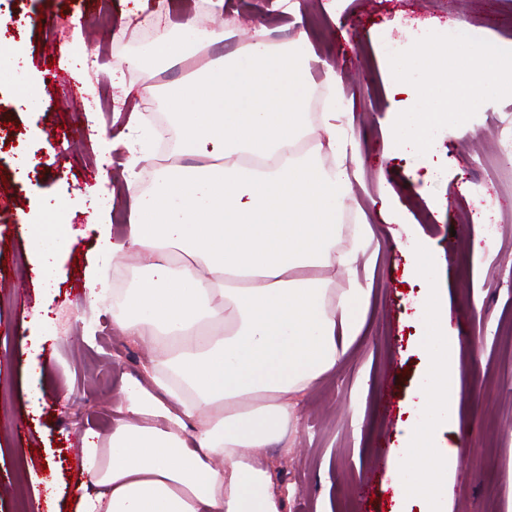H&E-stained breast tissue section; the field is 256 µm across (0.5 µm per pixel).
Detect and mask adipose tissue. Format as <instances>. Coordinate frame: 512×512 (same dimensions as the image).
Segmentation results:
<instances>
[{
	"instance_id": "1",
	"label": "adipose tissue",
	"mask_w": 512,
	"mask_h": 512,
	"mask_svg": "<svg viewBox=\"0 0 512 512\" xmlns=\"http://www.w3.org/2000/svg\"><path fill=\"white\" fill-rule=\"evenodd\" d=\"M223 37L191 18L126 64ZM310 55L306 37L275 47L259 25L220 68L166 92L179 149L196 163L133 198L127 237L103 242L102 263L87 272L93 302H111L113 326L153 355L145 378L125 380L111 434L84 440L77 512H282L261 457L287 435L298 396L362 335L369 302L359 284L330 286L358 261L369 227L337 248L356 172L335 59L323 63L318 123L306 114ZM309 138L336 165L302 155ZM30 229L45 279L66 239L50 224ZM124 259L139 277L110 288Z\"/></svg>"
}]
</instances>
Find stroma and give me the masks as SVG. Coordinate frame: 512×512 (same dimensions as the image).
Wrapping results in <instances>:
<instances>
[{
  "label": "stroma",
  "mask_w": 512,
  "mask_h": 512,
  "mask_svg": "<svg viewBox=\"0 0 512 512\" xmlns=\"http://www.w3.org/2000/svg\"><path fill=\"white\" fill-rule=\"evenodd\" d=\"M297 3L288 15L278 0H224L218 14L208 0L12 4L25 24L17 58L0 64V174L7 179L0 184V512H66L67 500L79 499L69 459L87 431L111 433L122 380L142 376L148 355L113 328L110 305L91 304L83 273L99 259L90 207L110 210L112 237L124 239L129 202L153 185L157 168L144 162L129 169L121 148L103 153L88 114L108 137L125 132L132 113L159 111L169 82L243 47L252 20L266 26L274 44L307 36L314 88L322 86V60L339 59L348 103L342 121L358 170L346 212L349 224L371 227L356 268L370 291L365 332L301 401L287 446L263 459L284 512H391L394 505L388 469L369 486L362 477L407 431L405 407L423 366L412 343L422 286L403 275L411 243L400 225L386 221L382 173L407 207L413 234L428 239L439 257L448 324L461 338L460 428L445 431L444 439L469 453L448 484V510L512 512V150L499 153L495 166H480L489 140L512 131V96L483 103L469 136L448 133L430 160L441 178L416 181L410 159L382 151L395 105L373 65L379 36L405 45L424 28L457 19L467 20L475 37L511 48L512 0H336L332 13L327 0ZM187 16L224 30L222 52L203 48L184 63L118 69L148 40L147 20L173 32ZM17 67L40 90L27 112L12 103ZM143 86L152 87V96H135ZM15 140L37 161L25 183L14 175ZM89 186L95 190L89 209L63 219L69 250L50 283L35 285L27 242L13 236L12 223L43 199ZM47 300L52 339L36 348L30 337Z\"/></svg>",
  "instance_id": "35a3bbf8"
}]
</instances>
